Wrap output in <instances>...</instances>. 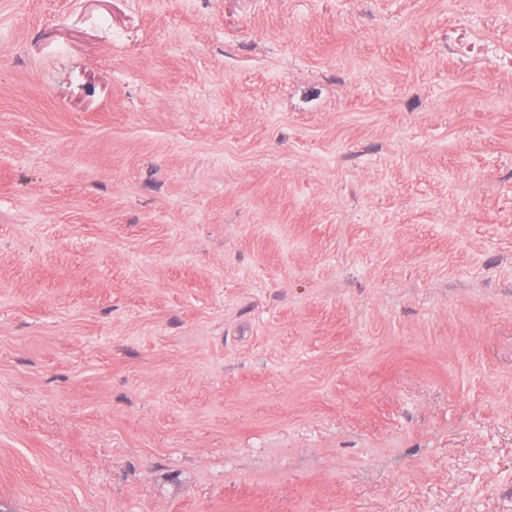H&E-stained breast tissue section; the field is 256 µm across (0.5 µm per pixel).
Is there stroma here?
Instances as JSON below:
<instances>
[{"mask_svg":"<svg viewBox=\"0 0 512 512\" xmlns=\"http://www.w3.org/2000/svg\"><path fill=\"white\" fill-rule=\"evenodd\" d=\"M0 512H512V0H0Z\"/></svg>","mask_w":512,"mask_h":512,"instance_id":"35a3bbf8","label":"stroma"}]
</instances>
